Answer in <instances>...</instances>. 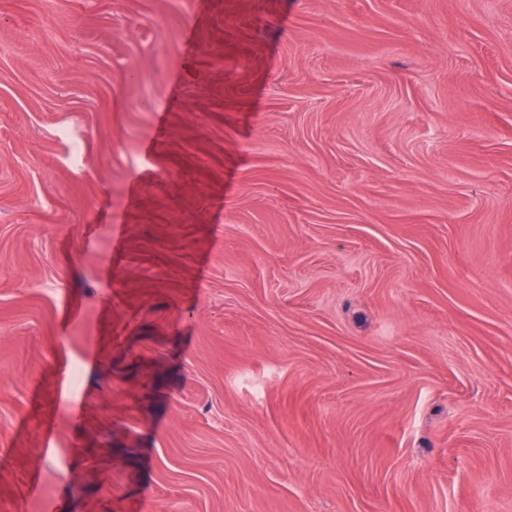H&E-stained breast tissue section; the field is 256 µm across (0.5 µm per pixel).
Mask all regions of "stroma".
<instances>
[{
    "label": "stroma",
    "instance_id": "stroma-1",
    "mask_svg": "<svg viewBox=\"0 0 512 512\" xmlns=\"http://www.w3.org/2000/svg\"><path fill=\"white\" fill-rule=\"evenodd\" d=\"M0 512H512V0H0Z\"/></svg>",
    "mask_w": 512,
    "mask_h": 512
}]
</instances>
